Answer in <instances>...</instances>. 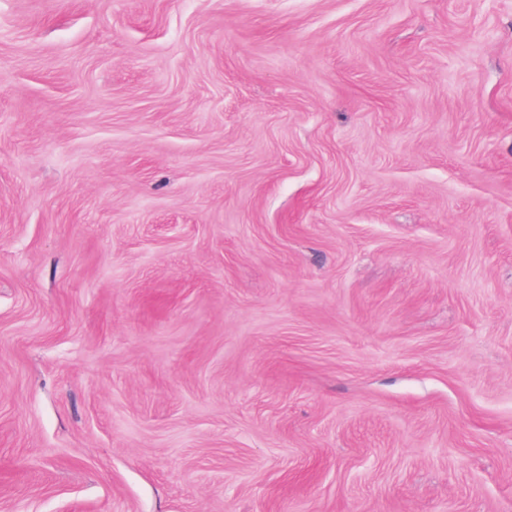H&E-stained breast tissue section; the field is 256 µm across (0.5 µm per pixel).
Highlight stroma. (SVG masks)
Here are the masks:
<instances>
[{
  "instance_id": "obj_1",
  "label": "stroma",
  "mask_w": 512,
  "mask_h": 512,
  "mask_svg": "<svg viewBox=\"0 0 512 512\" xmlns=\"http://www.w3.org/2000/svg\"><path fill=\"white\" fill-rule=\"evenodd\" d=\"M0 512H512V0H0Z\"/></svg>"
}]
</instances>
